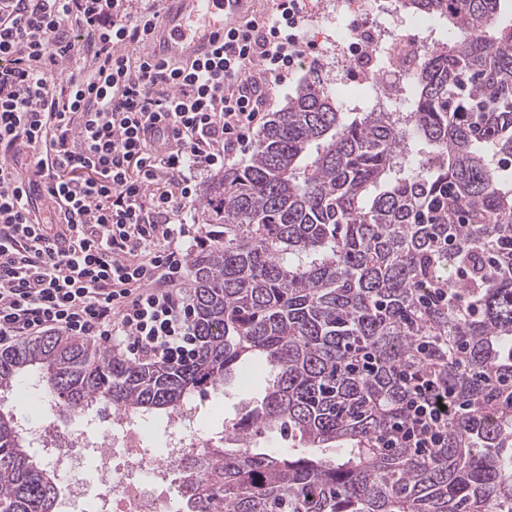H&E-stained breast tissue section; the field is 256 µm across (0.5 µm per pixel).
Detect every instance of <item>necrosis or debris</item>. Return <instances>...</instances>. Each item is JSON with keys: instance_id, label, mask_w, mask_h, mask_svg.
I'll use <instances>...</instances> for the list:
<instances>
[{"instance_id": "4bbe7bcc", "label": "necrosis or debris", "mask_w": 512, "mask_h": 512, "mask_svg": "<svg viewBox=\"0 0 512 512\" xmlns=\"http://www.w3.org/2000/svg\"><path fill=\"white\" fill-rule=\"evenodd\" d=\"M351 12L366 21L322 46V55L331 61L326 74L340 83L354 78L381 110L402 111L410 80L394 68L391 58L399 50L426 51L436 35L433 23L425 17L408 18L400 0H329L326 15L335 20ZM40 412L50 417V424L35 428L25 423L21 430L63 480L59 512H178L175 467L224 445L223 431L202 429L206 409L195 401L169 417L159 448L147 441L151 418L142 412L113 411L103 419L91 418V431L76 435L55 425L59 405L42 401Z\"/></svg>"}]
</instances>
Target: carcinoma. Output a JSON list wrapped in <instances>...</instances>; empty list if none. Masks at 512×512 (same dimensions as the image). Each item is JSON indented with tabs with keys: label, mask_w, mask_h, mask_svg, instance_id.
I'll return each mask as SVG.
<instances>
[{
	"label": "carcinoma",
	"mask_w": 512,
	"mask_h": 512,
	"mask_svg": "<svg viewBox=\"0 0 512 512\" xmlns=\"http://www.w3.org/2000/svg\"><path fill=\"white\" fill-rule=\"evenodd\" d=\"M502 0H403L441 25L406 112L344 109L311 69L247 165L203 198L190 258L199 354L139 365L63 335L0 352V504L57 512L9 396L162 419L263 361L237 449L176 467L186 512H512V24ZM468 410L437 448L383 446L420 379ZM286 432L304 448L253 445Z\"/></svg>",
	"instance_id": "cac0c4a2"
}]
</instances>
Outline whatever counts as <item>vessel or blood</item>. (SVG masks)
<instances>
[{
  "label": "vessel or blood",
  "mask_w": 512,
  "mask_h": 512,
  "mask_svg": "<svg viewBox=\"0 0 512 512\" xmlns=\"http://www.w3.org/2000/svg\"><path fill=\"white\" fill-rule=\"evenodd\" d=\"M163 17L147 35L146 52L159 61L207 57L243 17L248 0H164Z\"/></svg>",
  "instance_id": "b4317fda"
}]
</instances>
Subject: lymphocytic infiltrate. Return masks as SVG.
Here are the masks:
<instances>
[{"label":"lymphocytic infiltrate","instance_id":"lymphocytic-infiltrate-1","mask_svg":"<svg viewBox=\"0 0 512 512\" xmlns=\"http://www.w3.org/2000/svg\"><path fill=\"white\" fill-rule=\"evenodd\" d=\"M157 16L149 0H0V348L56 333L143 364L197 355L199 180L252 149L266 92L305 56L304 12L277 0L202 61L130 59ZM408 409L404 440L434 448L457 405L423 380Z\"/></svg>","mask_w":512,"mask_h":512}]
</instances>
